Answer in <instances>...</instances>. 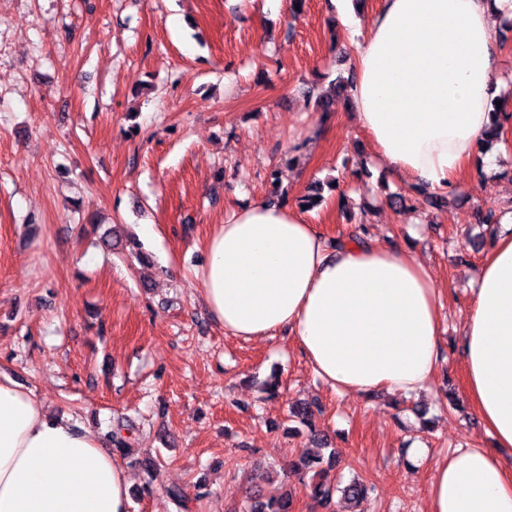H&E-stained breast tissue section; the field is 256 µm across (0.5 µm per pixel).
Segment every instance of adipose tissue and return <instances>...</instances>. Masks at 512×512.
Returning <instances> with one entry per match:
<instances>
[{
  "label": "adipose tissue",
  "instance_id": "ef3b65f1",
  "mask_svg": "<svg viewBox=\"0 0 512 512\" xmlns=\"http://www.w3.org/2000/svg\"><path fill=\"white\" fill-rule=\"evenodd\" d=\"M512 0H382L351 67L354 118L374 157L410 190L443 194L479 163L497 92L498 26ZM202 299L225 333L294 337L339 393L423 391L439 362L442 290L404 248L339 246L304 212L260 199L206 243ZM469 397L490 448L439 460L430 512H512V229L485 255L464 325ZM130 480L71 418L0 380V512H129Z\"/></svg>",
  "mask_w": 512,
  "mask_h": 512
}]
</instances>
